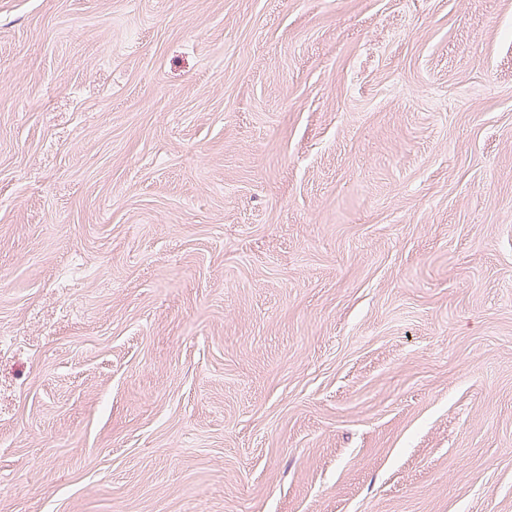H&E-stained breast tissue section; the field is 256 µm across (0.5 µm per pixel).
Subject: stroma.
<instances>
[{
    "label": "stroma",
    "mask_w": 512,
    "mask_h": 512,
    "mask_svg": "<svg viewBox=\"0 0 512 512\" xmlns=\"http://www.w3.org/2000/svg\"><path fill=\"white\" fill-rule=\"evenodd\" d=\"M0 512H512V0H0Z\"/></svg>",
    "instance_id": "stroma-1"
}]
</instances>
